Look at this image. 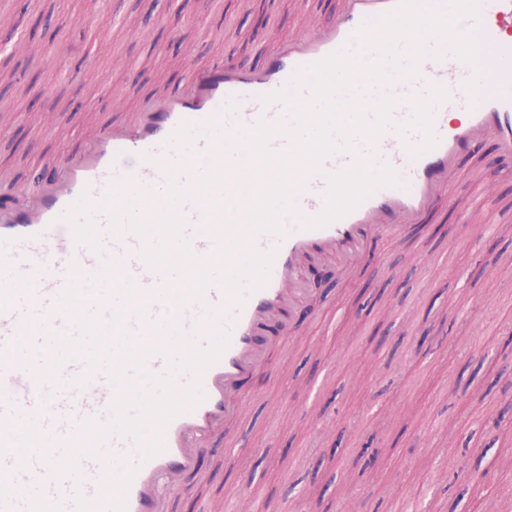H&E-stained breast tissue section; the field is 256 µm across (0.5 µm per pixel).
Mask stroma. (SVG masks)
Returning a JSON list of instances; mask_svg holds the SVG:
<instances>
[{"mask_svg":"<svg viewBox=\"0 0 512 512\" xmlns=\"http://www.w3.org/2000/svg\"><path fill=\"white\" fill-rule=\"evenodd\" d=\"M0 0V36L25 31L22 64L0 77V198L28 203L47 163L80 148L104 123L178 88L186 55L197 64H258L304 19L327 21L341 0ZM110 72L113 98L71 68ZM52 121H45V111ZM449 203L411 234L382 233L370 261L342 272L324 259L305 271L317 287L297 332L245 381L244 409L185 479L172 512L203 500L236 512L237 472L227 444L254 473L252 500L271 512H500L512 504V464L482 454L487 414L504 412L512 437V356L499 328L512 322V170L492 140L454 171ZM490 470L461 488L455 468Z\"/></svg>","mask_w":512,"mask_h":512,"instance_id":"obj_1","label":"stroma"}]
</instances>
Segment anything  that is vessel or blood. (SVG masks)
I'll return each instance as SVG.
<instances>
[{
  "label": "vessel or blood",
  "mask_w": 512,
  "mask_h": 512,
  "mask_svg": "<svg viewBox=\"0 0 512 512\" xmlns=\"http://www.w3.org/2000/svg\"><path fill=\"white\" fill-rule=\"evenodd\" d=\"M398 0H342L330 21L310 24L303 34L279 43L261 65L238 63L189 65L183 84L126 119L97 131L84 149L53 160V176L30 205L0 200V346L11 342L22 325H30L29 344L35 363L52 361L49 332L72 333L81 315L107 321L123 309L122 331L138 342L153 345L151 326L168 322L163 305L150 292L161 283L141 257L144 240L133 233L117 235L111 211L136 195L144 185H165L162 164L187 162L200 170L208 163L210 140L199 135L188 155L178 154L168 140L182 122L199 123L218 115L224 131L236 134L258 123L291 124L293 113L280 102L265 103L264 95L289 87L310 96L311 83L291 86L297 69L309 67L343 47L364 62L376 60L358 38L362 25L375 24ZM457 27L473 34L481 45L477 65L455 57L425 59L416 78L391 73L382 92L394 99L393 127L375 140L355 139L351 150L338 151L324 162V174L312 177L296 202L304 215L317 216L326 201V175L349 168L358 153H378L397 174L398 183L375 190L354 210L320 228L290 221L285 235H260V249H275L268 282L243 300L231 298L217 284L207 287L202 301L188 302L177 317L180 327L199 344H207L198 326L205 306L220 308L231 319L230 344L202 378V399L176 416L162 433V452L143 458L133 438L113 434L105 449L79 458L80 481L56 473L48 457L57 455L59 441L71 438L78 423L106 421L116 400L107 373L115 354L113 341L97 353L99 368L90 371L88 356L66 360L58 382L36 377L11 360L0 361V512H166L168 496L176 494L184 475L201 476L200 460L214 443L224 439L225 421L243 406L241 384L279 340L296 327L286 313L297 312L306 291L302 273L313 260L336 257L342 268L360 260L382 232L403 234L425 223L442 207L448 176L458 161L470 155L485 138H494L503 166L512 165V0H478L477 17L458 19ZM479 76L477 99L465 89ZM443 86L447 99L435 108L434 148L413 155L424 132L412 128L400 136L396 124L413 116L414 99L430 86ZM111 196H104V189ZM102 205L94 216L100 251L76 244L65 212L81 196ZM218 202L189 201L180 208L188 223L184 237L199 258L215 251L204 231ZM121 259L131 281L134 299L121 304L116 279L101 295H92L86 282L103 263ZM168 360L160 354L146 358L143 368H128L123 378L145 392L142 373L162 374Z\"/></svg>",
  "instance_id": "obj_1"
}]
</instances>
